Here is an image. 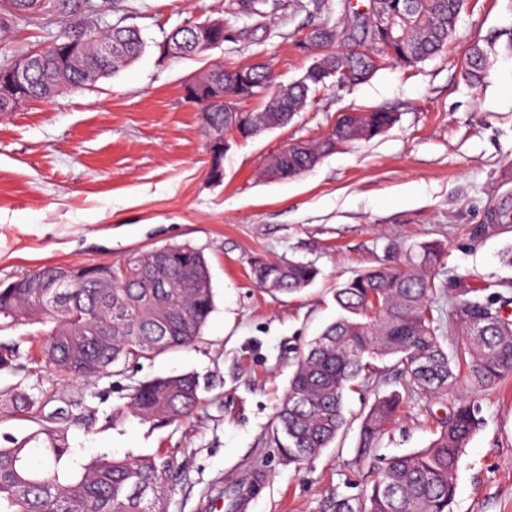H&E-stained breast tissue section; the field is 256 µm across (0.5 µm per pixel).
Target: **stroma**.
I'll list each match as a JSON object with an SVG mask.
<instances>
[{
	"label": "stroma",
	"instance_id": "35a3bbf8",
	"mask_svg": "<svg viewBox=\"0 0 512 512\" xmlns=\"http://www.w3.org/2000/svg\"><path fill=\"white\" fill-rule=\"evenodd\" d=\"M284 2L250 39L178 58L161 50L168 34L227 16L229 0H112L109 22L139 29L142 55L94 85L0 114V280L48 265H116L170 245L192 246L208 262L215 309L201 338L92 384L31 362L32 326L0 333L22 352L0 373V390L19 384L52 410L64 398L95 409L91 427L69 431L83 460L128 450L174 460L168 512H226L211 490L253 480L261 490L249 512H319L329 492H364L371 476L357 460L359 425L375 394L402 390L394 375L346 394L348 429L315 459H289L275 432L299 353L335 320V289L356 274L437 242L440 277L494 283L512 297V267L500 260L512 229L498 226L499 208L512 206V0H465L455 36L421 63L384 60L357 79H328L287 126L232 142L224 177L213 181L188 79L213 62H261L277 82L297 80L321 54L299 39L369 0H327L318 13ZM75 18L100 22L78 0H52L37 18L6 16L0 62L46 47ZM475 45L489 61L477 84L463 76ZM375 109L394 112L395 124L294 179L263 177L284 146L324 135L341 113ZM257 256L308 262L319 274L300 294L275 296L250 276ZM184 373L201 387L190 418L163 428L110 420L138 381ZM471 398L482 423L460 463L454 510L512 512V379L475 394L408 396L379 453L426 447L448 408Z\"/></svg>",
	"mask_w": 512,
	"mask_h": 512
}]
</instances>
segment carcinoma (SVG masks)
<instances>
[{
  "instance_id": "cac0c4a2",
  "label": "carcinoma",
  "mask_w": 512,
  "mask_h": 512,
  "mask_svg": "<svg viewBox=\"0 0 512 512\" xmlns=\"http://www.w3.org/2000/svg\"><path fill=\"white\" fill-rule=\"evenodd\" d=\"M417 17L404 31L405 42L428 59L448 44V26L457 24L459 0H416ZM231 12L262 27L281 7V0H231ZM78 26L64 24L44 50L32 72L27 93L42 99L62 89L86 85L87 75L111 74L142 51L140 32L119 23L109 35L122 51L104 57L97 40L80 45L81 70L59 61L61 49L73 40ZM343 34L372 50L377 33L369 12H355ZM334 27L308 33L303 41L319 48L336 42ZM485 52L473 47L465 62L472 83L485 75ZM322 70L337 73L363 70L362 59L330 52L319 59ZM261 96L260 112L249 113L247 127L255 133L288 125L302 111L310 94L326 80L305 86L273 88L270 74L260 65L241 66ZM218 75L224 92L236 91L237 73L220 64L200 74ZM204 134L227 127L228 113L200 104ZM396 121L392 112H344L324 135L291 143L280 150L277 171L295 178L323 157L351 142L371 138ZM141 273L135 278H107L99 267H86L74 286L50 302L32 284L54 276L57 267L0 283V331L17 325L48 327L47 338L31 342L46 362L72 379L90 383L114 373L130 361L150 359L163 352L193 345L214 309L211 282L203 280L206 259L187 246H165L137 254ZM443 247L436 242L409 249L392 267L363 271L336 289V319L300 352L296 370L276 416L288 455L306 461L322 454L345 431L344 397L369 381L375 360L393 359L395 375L407 391L440 398L462 387L479 391L512 375V321L501 314L512 299L492 288L461 277L437 280ZM256 284L272 294L293 295L311 285L318 270L304 262L256 258L251 266ZM446 296L448 334L456 342H442L441 324L433 315L432 299ZM19 347L0 345V371L14 369ZM200 383L193 374L154 377L132 386L129 400L115 408L112 419L134 416L157 427L179 421L198 407ZM403 396L397 390L375 397L359 429L360 456L370 460L375 478L359 498L331 493L320 512H454L456 478L466 446L480 425L475 404L463 401L448 408L436 437L419 450L381 458L377 444L397 420ZM46 402L17 384L0 391V421L25 416L39 428L0 446V512H166L165 473L169 462L156 454L104 453L88 463L76 458L68 432L76 420L92 419L83 400H68L50 415Z\"/></svg>"
}]
</instances>
